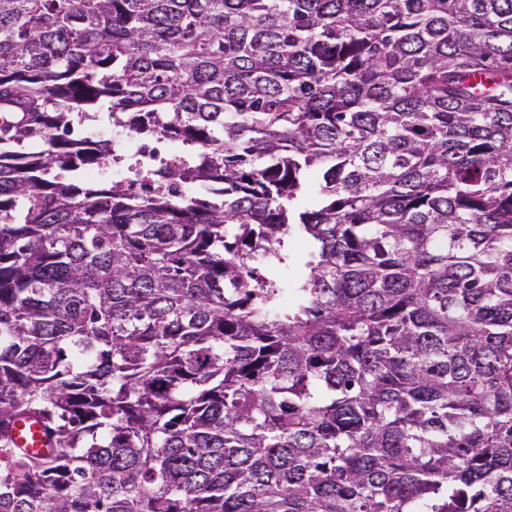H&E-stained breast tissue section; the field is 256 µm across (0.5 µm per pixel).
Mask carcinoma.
Returning <instances> with one entry per match:
<instances>
[{"instance_id": "1", "label": "carcinoma", "mask_w": 512, "mask_h": 512, "mask_svg": "<svg viewBox=\"0 0 512 512\" xmlns=\"http://www.w3.org/2000/svg\"><path fill=\"white\" fill-rule=\"evenodd\" d=\"M0 512H512V0H0ZM83 137L94 141H107L112 145V151L118 153L121 162L127 161L128 165L116 164L106 169L92 167L84 171L88 178H97L101 175H111L112 181L123 182L129 175L137 177V171L143 163L150 160L149 151L139 143L135 134L127 130L112 127L111 123L96 125L86 129Z\"/></svg>"}]
</instances>
